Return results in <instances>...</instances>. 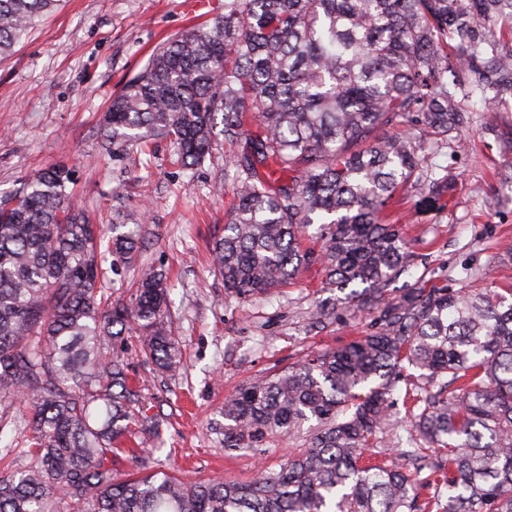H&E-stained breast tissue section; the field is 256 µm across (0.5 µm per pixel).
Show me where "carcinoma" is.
Segmentation results:
<instances>
[{
	"label": "carcinoma",
	"instance_id": "cac0c4a2",
	"mask_svg": "<svg viewBox=\"0 0 512 512\" xmlns=\"http://www.w3.org/2000/svg\"><path fill=\"white\" fill-rule=\"evenodd\" d=\"M55 2L0 0V56ZM490 24L512 27V0H224L108 106L112 150L165 138L185 168L220 135L247 139L224 157L235 203L213 270L227 292L262 295L318 261L344 302L378 309L376 330L224 400L226 452L301 441L249 481L114 468L129 455L147 469L122 444L158 424L128 339L162 372L181 364L167 282L145 271L128 301L112 299L104 264L129 263L142 225L94 223L62 164L0 199V401L29 403L28 463L0 473V512H512V289L387 295L409 253L386 210L422 171L427 138L462 131L471 92L512 94V49ZM395 126L403 135L379 136ZM311 224L317 253L302 245ZM408 365L425 380L405 390L417 436L389 461L378 433Z\"/></svg>",
	"mask_w": 512,
	"mask_h": 512
}]
</instances>
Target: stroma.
Returning <instances> with one entry per match:
<instances>
[{
  "instance_id": "stroma-1",
  "label": "stroma",
  "mask_w": 512,
  "mask_h": 512,
  "mask_svg": "<svg viewBox=\"0 0 512 512\" xmlns=\"http://www.w3.org/2000/svg\"><path fill=\"white\" fill-rule=\"evenodd\" d=\"M212 3L190 14L184 0H60L0 59V196L64 163L74 172V201L89 214L108 221L144 213L141 248L107 283L123 299L143 271L168 277L182 363L163 374L130 359L144 403L162 420L143 446L155 465L185 479L244 482L278 468L288 444L226 454L225 398L256 375L374 329L378 311L337 307L339 293L326 286L318 264L259 297L226 293L211 250L231 202L224 178L230 147L217 144L212 158L191 170L172 164V147L161 138L147 156L132 147L103 151L112 96L160 44L223 12L224 0ZM467 106L471 123L461 138L427 144L429 182L396 195L392 215L404 227L411 262L391 282L392 293L422 281L451 290L512 286V97L491 102L475 94ZM319 305L332 314L315 323Z\"/></svg>"
}]
</instances>
